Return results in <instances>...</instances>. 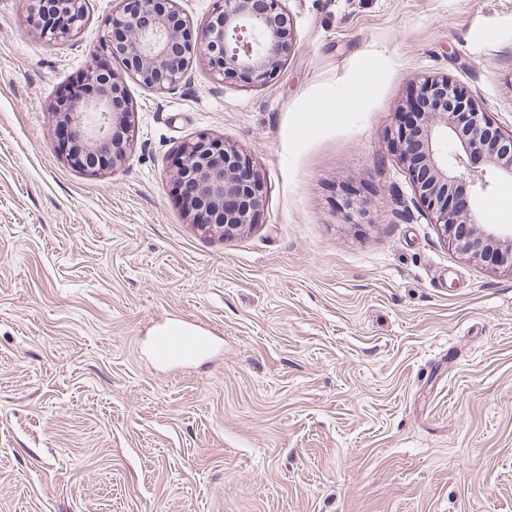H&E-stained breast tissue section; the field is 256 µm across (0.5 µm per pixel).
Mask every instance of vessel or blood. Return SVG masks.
I'll return each instance as SVG.
<instances>
[{"label":"vessel or blood","instance_id":"vessel-or-blood-1","mask_svg":"<svg viewBox=\"0 0 512 512\" xmlns=\"http://www.w3.org/2000/svg\"><path fill=\"white\" fill-rule=\"evenodd\" d=\"M211 343L200 326L188 320L169 325L154 343L153 356L173 370L186 369L208 355Z\"/></svg>","mask_w":512,"mask_h":512}]
</instances>
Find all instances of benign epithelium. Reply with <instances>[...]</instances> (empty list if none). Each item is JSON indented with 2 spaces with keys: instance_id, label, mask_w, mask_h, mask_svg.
I'll return each instance as SVG.
<instances>
[{
  "instance_id": "1",
  "label": "benign epithelium",
  "mask_w": 512,
  "mask_h": 512,
  "mask_svg": "<svg viewBox=\"0 0 512 512\" xmlns=\"http://www.w3.org/2000/svg\"><path fill=\"white\" fill-rule=\"evenodd\" d=\"M199 27L177 0H121L104 41L122 57L127 73L160 96L173 93L190 63L197 61L218 81L237 75L265 85L274 79L294 42L285 0H216ZM30 21L50 40L75 35L84 21L82 0H31ZM93 92L56 113L69 135L65 157L74 167L105 172L124 162L132 148V105L124 82L95 69L86 75ZM425 99L413 133L403 139L399 158L420 199L436 217L444 237L470 258L512 268V227L484 224L470 210H455L453 189L468 179L476 193L491 179L512 181V132L493 124L448 78L416 83ZM451 154L442 152L448 139ZM172 183L187 188L183 200L193 224L232 238L255 223L265 183L250 158L224 140L201 134L175 151Z\"/></svg>"
}]
</instances>
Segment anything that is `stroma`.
Masks as SVG:
<instances>
[{
  "label": "stroma",
  "instance_id": "stroma-1",
  "mask_svg": "<svg viewBox=\"0 0 512 512\" xmlns=\"http://www.w3.org/2000/svg\"><path fill=\"white\" fill-rule=\"evenodd\" d=\"M116 5L48 40L0 0V512H512V269L442 236L395 142L423 76L512 131V0H288L272 82L162 97L102 50ZM102 67L134 128L106 173L54 134ZM202 133L265 181L233 238L172 193ZM179 317L219 353L176 374L149 344Z\"/></svg>",
  "mask_w": 512,
  "mask_h": 512
}]
</instances>
